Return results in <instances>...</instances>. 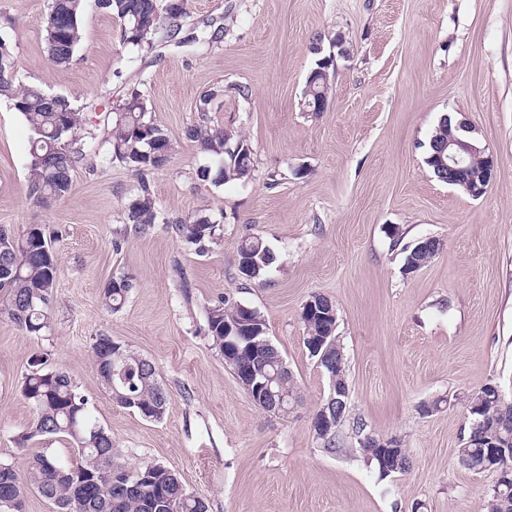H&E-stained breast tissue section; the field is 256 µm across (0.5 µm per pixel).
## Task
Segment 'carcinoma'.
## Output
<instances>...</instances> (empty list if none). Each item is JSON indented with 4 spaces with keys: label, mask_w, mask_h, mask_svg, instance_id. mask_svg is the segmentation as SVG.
Returning a JSON list of instances; mask_svg holds the SVG:
<instances>
[{
    "label": "carcinoma",
    "mask_w": 512,
    "mask_h": 512,
    "mask_svg": "<svg viewBox=\"0 0 512 512\" xmlns=\"http://www.w3.org/2000/svg\"><path fill=\"white\" fill-rule=\"evenodd\" d=\"M166 4L167 0H95L100 11L119 21L123 43L139 53L152 50L158 41L172 42L182 32L185 7L172 11L165 9ZM84 9L85 0H49L45 49L58 67L70 65L81 42ZM330 91V85L323 81L306 79V106L315 107ZM213 97L210 93L200 98L196 104L198 122L187 128L185 136L209 156V164L199 170L201 179L220 187L244 181L251 174V169L224 151V141L248 153L252 147L245 136L231 135L212 123L209 112ZM0 98L10 101L34 134L28 160L29 198L41 201L66 197L72 189V173L91 151L94 136L86 131L83 116L68 97L53 99L37 85L16 82L13 54L3 38ZM450 128L448 118H442L430 139L429 154L447 143ZM110 145L111 157L128 167L139 166L134 174L140 177L163 168L168 157L162 151L174 150L170 136L136 92L118 104L113 113ZM134 200L137 204L126 206L127 223L136 229L158 223L160 212L146 180L140 181ZM174 229L196 252L203 253L215 240L218 224L203 216L191 224H176ZM440 247V241L433 237L406 247L405 271L411 273L424 266ZM275 261L262 238L247 236L241 240L238 263L251 265V279L263 278ZM56 271V256L42 226L32 224L17 236L0 229V289L7 291L4 312L31 334L48 327ZM130 288L129 278L113 279L103 296L106 308L120 311ZM242 319L240 304L221 299L207 313V336L221 354L240 361L230 365L233 372L244 366L253 369L259 380L275 375L280 352L266 335L264 317L255 309L251 326L244 325ZM301 320L303 345L319 336L333 341L332 354L338 365L329 364L327 357L316 355L314 359L328 376L330 386L346 387L343 348L331 329L332 322L305 313ZM112 344L109 336H100L92 344L94 362L112 400L137 413L157 409L164 414L168 393L158 381L155 365L125 346L118 358L112 353ZM41 365V360L35 363L37 369L24 377L21 387L36 416L30 436L68 438L78 450L79 461L63 463L51 449L44 448L26 457L21 469L0 462V512H23L22 498L27 488L52 501L57 512H209L206 499L188 491L176 473L160 463L143 462L128 472L118 462L112 436L95 422L87 399L77 392L71 377L59 370H44ZM490 388L487 384L467 398L477 411L470 417L468 436L456 450V457L462 465L467 460L481 464L487 445H501V464L494 471L496 480L485 510L512 512V414L487 398ZM273 390L280 393L288 409L299 402L297 381L291 372L273 384Z\"/></svg>",
    "instance_id": "1"
}]
</instances>
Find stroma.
<instances>
[{
  "instance_id": "obj_1",
  "label": "stroma",
  "mask_w": 512,
  "mask_h": 512,
  "mask_svg": "<svg viewBox=\"0 0 512 512\" xmlns=\"http://www.w3.org/2000/svg\"><path fill=\"white\" fill-rule=\"evenodd\" d=\"M185 8L193 42H160L142 56L87 0L83 39L61 68L44 51L48 0H0V37L19 82L69 97L100 150L74 171L67 197L34 201L32 132L0 101V228L41 225L57 256L48 327L30 334L0 313V460L19 464L43 448L78 459L67 438L31 434L21 386L42 357L72 377L127 469L164 464L210 512H485L495 476L460 465L456 450L468 395L493 383L512 398V0ZM339 35L343 45L331 47ZM330 54L333 94L323 111H306V77ZM210 90L213 121L252 145L248 180L216 187L198 176L209 158L184 132ZM134 91L175 144L148 176L163 220L143 229L126 222L137 177L102 156L112 110ZM446 114L497 160L480 197L438 181L425 163ZM201 216L220 225L202 255L173 229ZM248 234L276 255L260 282L238 271ZM427 237L440 240L438 254L404 274V248ZM119 276L133 287L114 313L102 294ZM314 293L336 306L346 360L351 420L337 453L310 425L329 393L303 345L302 306ZM224 297L263 315L299 386L288 414L260 409L212 345L207 311ZM101 335L153 361L168 392L161 419L113 402L91 355ZM436 399L438 411L420 412ZM356 420L400 440L409 471L381 476L359 449Z\"/></svg>"
}]
</instances>
